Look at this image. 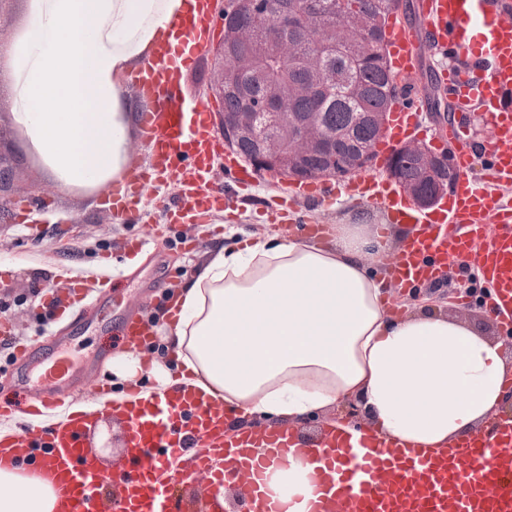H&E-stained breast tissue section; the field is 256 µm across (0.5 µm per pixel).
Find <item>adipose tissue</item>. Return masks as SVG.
<instances>
[{"label":"adipose tissue","mask_w":512,"mask_h":512,"mask_svg":"<svg viewBox=\"0 0 512 512\" xmlns=\"http://www.w3.org/2000/svg\"><path fill=\"white\" fill-rule=\"evenodd\" d=\"M184 0H38L13 50L24 76L14 114L64 189H97L128 174L137 106L118 80L144 59ZM365 224L328 240L242 235L205 254L173 294L161 329L168 355L146 343L110 370L140 398L177 387L222 402L227 428L295 430L360 400L367 421L333 420L351 441L380 438L440 455L487 429L512 393V354L462 318L412 306L391 312L384 278L367 264L381 250ZM153 386L140 382L142 374ZM287 512H306L302 458L269 469ZM40 478L0 468V512H53Z\"/></svg>","instance_id":"obj_1"}]
</instances>
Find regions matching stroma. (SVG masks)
<instances>
[{
  "instance_id": "stroma-1",
  "label": "stroma",
  "mask_w": 512,
  "mask_h": 512,
  "mask_svg": "<svg viewBox=\"0 0 512 512\" xmlns=\"http://www.w3.org/2000/svg\"><path fill=\"white\" fill-rule=\"evenodd\" d=\"M32 0H10L0 11V152L15 168L12 192L4 200L7 213L0 216V326L10 328L12 345H0V396L42 393L43 365L61 357L71 364L69 376L51 388L65 406L87 402L90 382L110 385L119 392L107 365L124 350L121 328L130 318L155 319L173 289L194 277L197 255L224 243L229 230L241 229L262 235L281 229L299 235L307 224H322L331 232L337 224H367L382 237L385 251H396L391 224L380 207L368 206L345 192L346 179L325 182L331 205L313 199H297L293 188L263 175L231 212L211 215L203 223L169 224L165 205L175 186L150 184L141 201L123 219H116L100 190H57L44 207L30 218L40 228L31 236L19 222L23 206L34 189L53 183L24 131L13 119L16 91L22 76L10 61L8 46L24 31ZM219 68V42L201 51L195 68L183 71L182 94L217 106L211 90ZM146 238L145 247L131 255L124 249L128 239ZM107 272L111 289L89 287L86 296L66 313L47 314L48 292L66 295L77 275ZM98 429L90 433L107 472H114L124 445V424L102 414Z\"/></svg>"
}]
</instances>
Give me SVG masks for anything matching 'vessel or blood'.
Returning a JSON list of instances; mask_svg holds the SVG:
<instances>
[{
	"mask_svg": "<svg viewBox=\"0 0 512 512\" xmlns=\"http://www.w3.org/2000/svg\"><path fill=\"white\" fill-rule=\"evenodd\" d=\"M417 23L390 15L386 25L390 73L411 91L412 102L390 108L388 134L377 141L376 167L393 148L426 132L424 93L414 87L419 40L447 55L433 78L459 115L456 125L430 132L449 142L459 178L447 203L420 213L390 201L392 187L374 176L353 179L350 192L371 205L388 204V219L411 232L396 261L393 281L414 288L435 280L449 256L466 258L491 288L490 305L512 322V0H418ZM212 0H187L155 43L154 66L139 77L150 100L142 129L150 150L149 173L126 179L109 201L115 217L139 203L147 175L179 184L166 209L168 222L202 219L229 204L231 196L209 188L222 146L211 134V110L179 92L183 70L196 54L176 52L173 41L204 48L214 34ZM489 127L487 162L480 179L470 176L469 114ZM127 427L126 453L117 474L104 480L87 449L88 421L65 426L24 424L21 433L0 439V463L30 464L50 480L56 512H224L227 481L245 483L250 512H286L269 489L267 470L300 453L293 437L269 428L230 433L224 407L195 391L120 407ZM209 446L192 455L191 471L206 483L189 502L176 496L182 458L200 440ZM223 458V470L213 461ZM311 512H512V421H499L447 455H422L393 442L352 445L326 433L322 450L309 456Z\"/></svg>",
	"mask_w": 512,
	"mask_h": 512,
	"instance_id": "b4317fda",
	"label": "vessel or blood"
}]
</instances>
